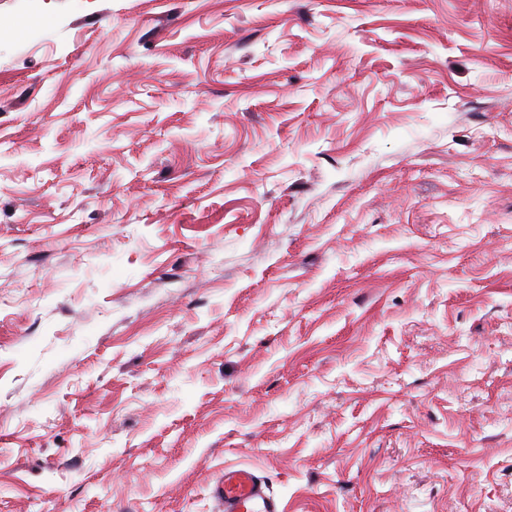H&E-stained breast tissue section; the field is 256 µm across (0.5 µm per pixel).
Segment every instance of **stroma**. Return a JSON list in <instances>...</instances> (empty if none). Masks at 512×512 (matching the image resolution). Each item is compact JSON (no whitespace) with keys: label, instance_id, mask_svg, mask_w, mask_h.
<instances>
[{"label":"stroma","instance_id":"stroma-1","mask_svg":"<svg viewBox=\"0 0 512 512\" xmlns=\"http://www.w3.org/2000/svg\"><path fill=\"white\" fill-rule=\"evenodd\" d=\"M512 512V0H0V512ZM211 496L221 512H280L278 500L250 468L227 466Z\"/></svg>","mask_w":512,"mask_h":512}]
</instances>
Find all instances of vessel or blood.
<instances>
[{
  "mask_svg": "<svg viewBox=\"0 0 512 512\" xmlns=\"http://www.w3.org/2000/svg\"><path fill=\"white\" fill-rule=\"evenodd\" d=\"M211 496L220 512H280L278 500L250 468L225 467L213 484Z\"/></svg>",
  "mask_w": 512,
  "mask_h": 512,
  "instance_id": "vessel-or-blood-1",
  "label": "vessel or blood"
}]
</instances>
